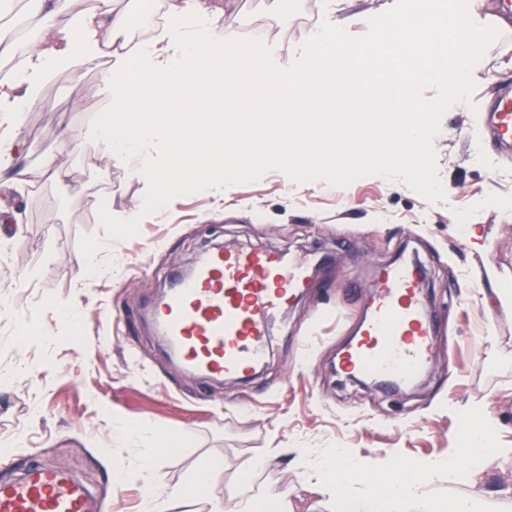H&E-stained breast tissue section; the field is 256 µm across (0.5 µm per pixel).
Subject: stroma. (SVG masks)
Here are the masks:
<instances>
[{
  "mask_svg": "<svg viewBox=\"0 0 512 512\" xmlns=\"http://www.w3.org/2000/svg\"><path fill=\"white\" fill-rule=\"evenodd\" d=\"M322 0H221L228 44L269 47L281 69L320 25ZM386 0H345L359 43L385 17ZM512 42L489 32L487 75L473 78L435 138L443 201L432 203L378 176L344 188L298 184L272 168L257 181L181 196L142 218L137 236L107 240L99 204L137 215L147 183L134 162L100 158L91 103L107 106L101 65L63 71L48 83L20 128V165L33 176L7 191L15 208L0 221V481L28 463L65 468L97 493L99 512H140L142 486L113 425L142 427L168 491L166 512H224L266 493L298 497L301 512H334L306 493L311 473L293 451L356 448L400 460L446 457L457 447L469 406L499 420L497 447L512 448V308L495 289H512V155L478 136L483 113L512 91ZM51 175H43L45 163ZM233 245L321 260L320 273L270 323L264 364L248 380H209L186 371L159 336L151 310L174 274ZM99 273L84 275L90 249ZM426 272L427 312L439 321L435 356L407 389L362 384L335 369L339 351L365 316L358 291L398 258ZM504 356L487 357L486 337ZM266 459L248 478L253 456ZM224 471L205 499L180 498L211 458ZM125 475L114 480L113 467Z\"/></svg>",
  "mask_w": 512,
  "mask_h": 512,
  "instance_id": "35a3bbf8",
  "label": "stroma"
}]
</instances>
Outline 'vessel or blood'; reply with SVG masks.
Here are the masks:
<instances>
[{"label": "vessel or blood", "instance_id": "vessel-or-blood-1", "mask_svg": "<svg viewBox=\"0 0 512 512\" xmlns=\"http://www.w3.org/2000/svg\"><path fill=\"white\" fill-rule=\"evenodd\" d=\"M502 150H512V94L484 116ZM310 268L281 253L227 246L177 278L153 312L181 365L211 377H236L262 365L270 318L307 287ZM420 267L402 260L377 270L372 309L343 351L338 369L390 384L413 381L430 363L437 329L423 310ZM0 512H96L90 490L61 468L32 466L0 483Z\"/></svg>", "mask_w": 512, "mask_h": 512}]
</instances>
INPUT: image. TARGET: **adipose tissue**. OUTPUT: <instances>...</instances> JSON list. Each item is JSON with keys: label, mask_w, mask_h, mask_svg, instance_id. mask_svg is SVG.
Segmentation results:
<instances>
[{"label": "adipose tissue", "mask_w": 512, "mask_h": 512, "mask_svg": "<svg viewBox=\"0 0 512 512\" xmlns=\"http://www.w3.org/2000/svg\"><path fill=\"white\" fill-rule=\"evenodd\" d=\"M77 0H29L37 29L25 51L17 49L13 28L0 26V61L13 62L10 75L0 79V179L15 181L18 168V130L25 112L37 103L45 83L57 72L72 70L107 54L110 65L103 75V89L110 112L98 126L97 137L103 157L110 161L135 158L140 170L157 167V146L174 141L173 129L159 121L160 113L179 111L184 122L198 127L222 123L224 138L244 136L225 114L238 116L260 109L279 119L284 142H297L301 152L313 144L312 128L334 117L343 139L364 136L366 122L379 116L387 138L399 141L395 161L409 162V146L427 139L435 112L432 100L420 98V87L450 82L456 102L466 100L471 78L483 68V60L470 42L454 40L453 52L465 62L454 69L439 50L436 33L442 24H466L469 30L486 32L487 21L478 15L473 0H447L436 8L424 0L416 18L413 36L399 41L390 25L404 12L403 0H389L388 19L375 27L372 51H364L334 21L338 0H326V19L310 41L295 49V65L282 71L271 51L240 49L227 45L219 25V13L206 0H166V24L162 33L130 54L118 38L127 24L123 0H104L98 11L77 9ZM336 36V53L351 57L355 68L327 67L314 52L323 37ZM384 69L393 93L372 96L356 94L338 98L337 88L353 83L358 72ZM235 95H225V88ZM464 444L444 460L397 462L396 451L385 457H366L354 448H339L320 456L314 471V492L334 498L336 512H443L430 497L421 474L464 478L471 487L482 486L487 474L499 471L504 481L496 493L512 498V448H498L488 436L498 426L485 413L481 402H472ZM362 482L357 494H345L353 482Z\"/></svg>", "instance_id": "obj_1"}]
</instances>
